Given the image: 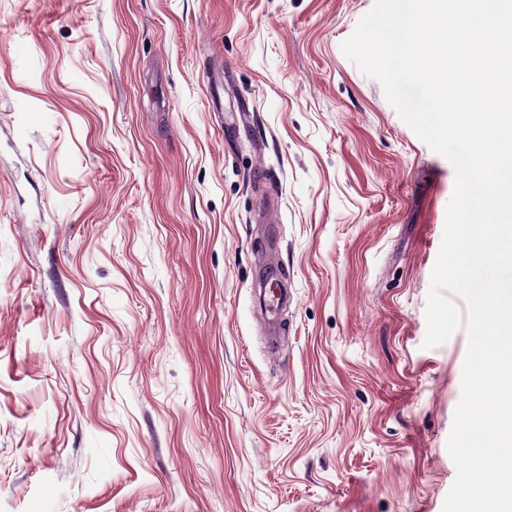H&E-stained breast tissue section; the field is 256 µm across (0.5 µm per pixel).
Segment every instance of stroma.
I'll use <instances>...</instances> for the list:
<instances>
[{"instance_id":"1","label":"stroma","mask_w":512,"mask_h":512,"mask_svg":"<svg viewBox=\"0 0 512 512\" xmlns=\"http://www.w3.org/2000/svg\"><path fill=\"white\" fill-rule=\"evenodd\" d=\"M373 4L0 0V512H442L455 170L342 51Z\"/></svg>"}]
</instances>
